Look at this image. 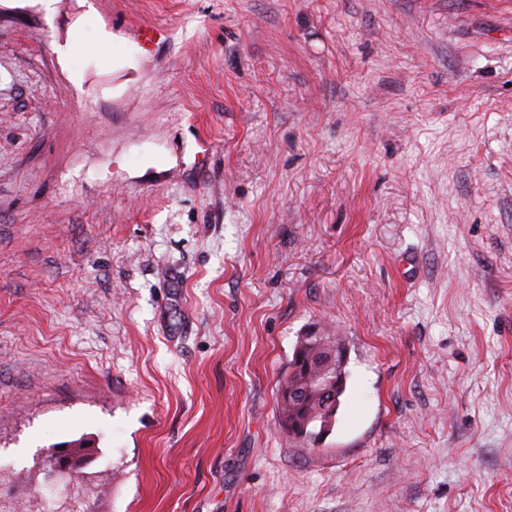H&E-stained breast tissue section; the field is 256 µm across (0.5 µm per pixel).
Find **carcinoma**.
<instances>
[{"label": "carcinoma", "mask_w": 512, "mask_h": 512, "mask_svg": "<svg viewBox=\"0 0 512 512\" xmlns=\"http://www.w3.org/2000/svg\"><path fill=\"white\" fill-rule=\"evenodd\" d=\"M339 340L333 336L318 335L311 346L298 343L288 373L279 387L280 393L279 424L290 436L306 439L312 443L321 436L322 431L303 428L305 419L319 425L331 424L336 408L324 403L318 395L317 381L324 378L341 382L338 395L346 389V359L336 358Z\"/></svg>", "instance_id": "obj_1"}]
</instances>
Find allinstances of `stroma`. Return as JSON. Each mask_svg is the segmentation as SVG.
<instances>
[{"label":"stroma","instance_id":"1","mask_svg":"<svg viewBox=\"0 0 512 512\" xmlns=\"http://www.w3.org/2000/svg\"><path fill=\"white\" fill-rule=\"evenodd\" d=\"M65 445L79 512H512V0H0L19 512ZM336 347L345 349L335 336L318 334L316 342L305 346L299 341L290 362L288 373L283 378L278 390L280 409L279 424L289 436L306 439L315 443L323 433L322 430L305 429L302 427L306 418L319 424L330 426L340 403V397L346 389L347 373L346 355L336 359ZM324 378L341 382L338 388V405L325 404L322 397L334 399L335 382L325 380L319 384L317 380ZM283 396L281 397V394ZM288 393V399L286 394ZM299 398V399H297Z\"/></svg>","mask_w":512,"mask_h":512}]
</instances>
